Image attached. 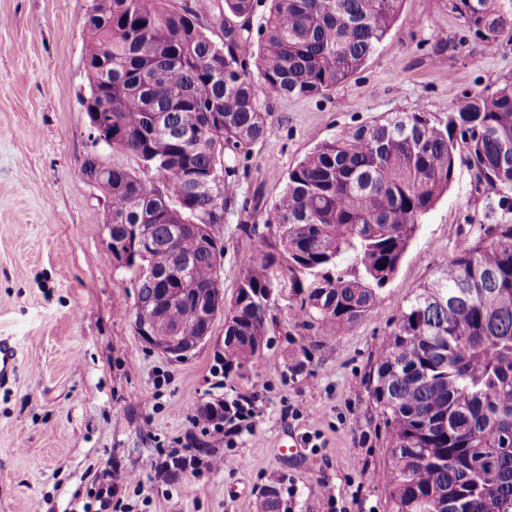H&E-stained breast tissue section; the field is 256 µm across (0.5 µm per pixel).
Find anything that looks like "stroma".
<instances>
[{"label":"stroma","mask_w":512,"mask_h":512,"mask_svg":"<svg viewBox=\"0 0 512 512\" xmlns=\"http://www.w3.org/2000/svg\"><path fill=\"white\" fill-rule=\"evenodd\" d=\"M93 0H0V336L15 341V379L0 386V512H79L90 488L115 485L107 512H256L260 487L283 477L292 512H389L377 472L390 464L366 385L394 316L477 227L512 223L490 209L468 169L426 215L377 308L325 339L299 329L283 288L271 346L246 371H217L224 319L208 345L174 363L133 324L131 273L117 269L106 201L86 182L92 150L82 105L84 20ZM512 80V38L495 50L465 26L452 0H403L367 63L330 95L274 98L265 135L240 177L241 195L272 204L289 169L318 143L392 112L443 114L464 93ZM225 298L259 256L224 224ZM308 349L292 374V354ZM254 400L248 429L204 427L201 407ZM300 453H288L291 443ZM192 457L167 473L171 454ZM154 467H146L145 459ZM224 466L212 469L214 459ZM335 489V499L321 493Z\"/></svg>","instance_id":"obj_1"}]
</instances>
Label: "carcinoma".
<instances>
[{
	"label": "carcinoma",
	"mask_w": 512,
	"mask_h": 512,
	"mask_svg": "<svg viewBox=\"0 0 512 512\" xmlns=\"http://www.w3.org/2000/svg\"><path fill=\"white\" fill-rule=\"evenodd\" d=\"M94 0L86 15L87 108L112 113L101 138L135 166L112 165L100 192L120 224L153 243L119 268L134 275L135 311L158 284L141 266L174 272L191 253L189 287L209 288L213 252L178 224L226 214L262 258L245 267L224 308V374L262 357L258 342L281 283L300 299L299 327L324 338L365 319L382 299L419 224L466 167L512 211V81L466 93L452 111L393 112L317 144L275 202L238 198L241 158L263 138V97L326 95L362 68L402 0H269L252 72L243 47L256 0ZM487 49L512 36V0H453ZM232 15L224 39L202 20ZM201 298L154 312L167 335ZM389 437L379 474L392 512H512V224H481L391 321L368 377ZM284 478L260 489L257 512H289Z\"/></svg>",
	"instance_id": "obj_1"
}]
</instances>
